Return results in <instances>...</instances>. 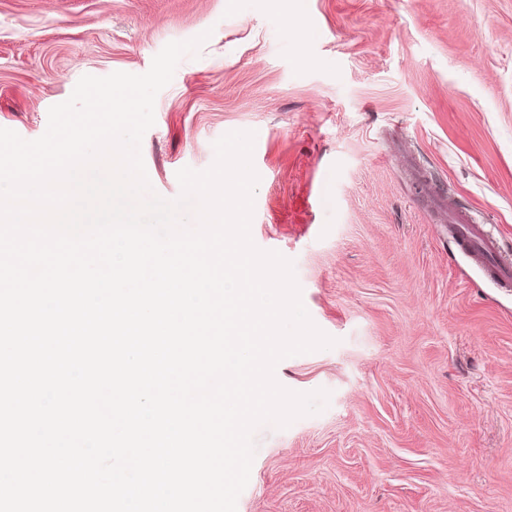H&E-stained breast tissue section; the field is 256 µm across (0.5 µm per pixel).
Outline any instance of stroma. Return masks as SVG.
I'll return each mask as SVG.
<instances>
[{"instance_id": "stroma-1", "label": "stroma", "mask_w": 512, "mask_h": 512, "mask_svg": "<svg viewBox=\"0 0 512 512\" xmlns=\"http://www.w3.org/2000/svg\"><path fill=\"white\" fill-rule=\"evenodd\" d=\"M203 33L142 139L151 186L255 132L252 240L336 341L277 364L328 404L255 429L237 512H512V288L421 201L512 253V0H0V128L37 139L82 76Z\"/></svg>"}]
</instances>
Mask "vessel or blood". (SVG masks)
I'll return each mask as SVG.
<instances>
[{"mask_svg": "<svg viewBox=\"0 0 512 512\" xmlns=\"http://www.w3.org/2000/svg\"><path fill=\"white\" fill-rule=\"evenodd\" d=\"M448 227L464 255L485 278L503 288L512 286V259L506 257L498 239L469 213L459 209L447 212Z\"/></svg>", "mask_w": 512, "mask_h": 512, "instance_id": "1", "label": "vessel or blood"}]
</instances>
